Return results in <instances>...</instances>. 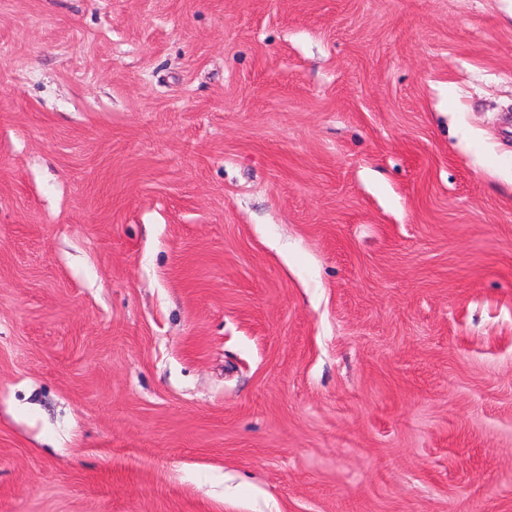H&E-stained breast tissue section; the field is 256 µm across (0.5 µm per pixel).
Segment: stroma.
Segmentation results:
<instances>
[{
	"label": "stroma",
	"mask_w": 512,
	"mask_h": 512,
	"mask_svg": "<svg viewBox=\"0 0 512 512\" xmlns=\"http://www.w3.org/2000/svg\"><path fill=\"white\" fill-rule=\"evenodd\" d=\"M0 512H512V0H0Z\"/></svg>",
	"instance_id": "stroma-1"
}]
</instances>
